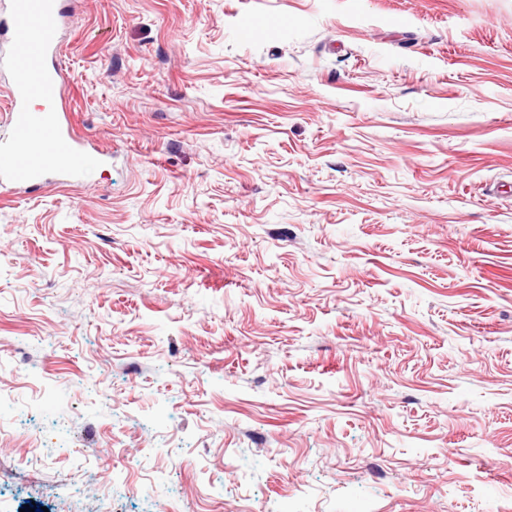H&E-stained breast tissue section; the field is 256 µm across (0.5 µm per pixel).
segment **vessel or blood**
Wrapping results in <instances>:
<instances>
[{"label": "vessel or blood", "instance_id": "b4317fda", "mask_svg": "<svg viewBox=\"0 0 512 512\" xmlns=\"http://www.w3.org/2000/svg\"><path fill=\"white\" fill-rule=\"evenodd\" d=\"M63 0H9L0 17L11 53L0 65L12 72L7 110L9 134L0 145V189L34 193L51 184L76 181L83 170L104 162L105 154L75 137L56 108L65 82L55 65ZM43 109H35V102Z\"/></svg>", "mask_w": 512, "mask_h": 512}]
</instances>
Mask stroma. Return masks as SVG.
Segmentation results:
<instances>
[{
  "instance_id": "1",
  "label": "stroma",
  "mask_w": 512,
  "mask_h": 512,
  "mask_svg": "<svg viewBox=\"0 0 512 512\" xmlns=\"http://www.w3.org/2000/svg\"><path fill=\"white\" fill-rule=\"evenodd\" d=\"M74 185L0 193V512H512V0H67Z\"/></svg>"
}]
</instances>
